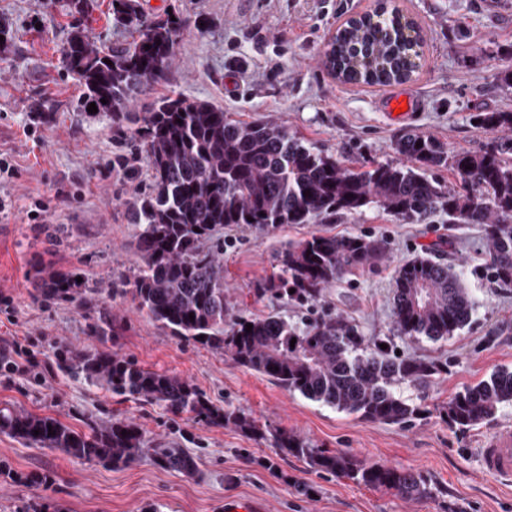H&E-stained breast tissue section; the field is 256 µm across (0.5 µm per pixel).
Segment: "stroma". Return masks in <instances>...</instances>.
<instances>
[{
    "label": "stroma",
    "instance_id": "obj_1",
    "mask_svg": "<svg viewBox=\"0 0 512 512\" xmlns=\"http://www.w3.org/2000/svg\"><path fill=\"white\" fill-rule=\"evenodd\" d=\"M87 23L97 46L132 41L112 23L111 0H94ZM150 16L179 15L185 22L166 80L131 105L124 118L78 112L76 78L61 63L70 33L63 0H0V23L11 41L0 51V151L16 173L0 182L13 207L0 212V293L12 299L0 310V338L25 341L37 376L0 369V407L14 406L59 418L75 430L122 417L145 433L144 450L129 466L83 464L47 449L27 447L0 433V512H227L249 500L262 512H512V485L483 473L482 439L512 426V406L466 430L452 427L437 404L465 387L512 371V286L472 276L486 259L487 240L477 224H409L373 210L338 227L347 234L384 238L387 251L373 268L329 288L319 303L359 325L364 336L392 340L401 355L445 364L423 385H402L403 397L421 409L407 425L363 419L292 393L227 354L172 336L137 310L123 282L137 274V225L132 202L152 182L146 152L134 131L163 97L198 99L241 121H274L291 134L347 164L391 161L405 130L430 134L455 149L476 150L491 135L474 124L476 113L512 112V89L498 77L512 70V0H139ZM402 7L425 39L412 80L392 91L411 97L410 116L389 118L381 107L387 88L346 85L323 63V52L348 18L378 3ZM55 111L41 112L43 99ZM137 155L132 171L118 159ZM47 207L44 223L28 221L34 200ZM326 225L287 224L221 229L224 292L234 314L254 317L292 305L260 298L256 288L278 271L282 246ZM431 255L468 270L476 299L471 322L439 340L396 334L392 278L407 260ZM80 278L92 289L88 305L40 297L54 272ZM107 322L115 334L97 336ZM109 351L138 366L165 371L193 384L214 406L239 410L256 432L175 415L94 389L61 371V348ZM285 432L360 461H380L421 472L436 492L406 499L318 471L280 452ZM180 448L198 471L188 477L164 468L157 454Z\"/></svg>",
    "mask_w": 512,
    "mask_h": 512
}]
</instances>
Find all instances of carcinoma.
<instances>
[{
    "label": "carcinoma",
    "instance_id": "obj_1",
    "mask_svg": "<svg viewBox=\"0 0 512 512\" xmlns=\"http://www.w3.org/2000/svg\"><path fill=\"white\" fill-rule=\"evenodd\" d=\"M91 2L68 0L73 22L62 49L63 65L79 82L81 110L93 103L98 112L119 118L139 95L166 78L182 20L169 14L149 17L138 0H112V23L134 31L137 38L98 48L81 28ZM419 39L417 31L404 33L400 18L381 5L369 19L347 21L336 30L324 51L325 66L345 84L404 83L419 67ZM476 120L495 134L479 151L450 150L427 133L408 131L393 144L399 161L355 168L281 124L236 121L206 101L160 99L135 130L153 171L150 190L129 208L130 222L139 226L136 251L142 261L138 275L128 282L137 309L172 335L224 351L235 364L274 379L290 392L370 421H412L421 409L401 395L400 386L426 383L440 367L403 358L395 354L391 341L369 340L351 322L315 312L326 288L383 257L381 240L313 234L278 251L279 272L255 294L294 302L303 310L297 321L277 312L250 318L233 315L224 296L223 263L208 243L219 228L338 224L371 209L413 223L439 217L450 224L484 225L488 257L483 275L511 285L512 112H479ZM442 169L455 183L447 185L435 176ZM464 277V271L427 256L399 266L394 276L397 335L439 339L463 329L476 306ZM39 293L83 304L91 290L76 287L70 274L59 271ZM383 344L387 348H381ZM59 365L116 396L162 406L174 415L257 431L252 420L213 406L186 380L140 367L114 352L65 349ZM506 405L512 406V371L502 369L490 380L448 397L437 410L448 425L467 429ZM0 433L26 446L61 450L82 463L114 467L132 463L145 441L143 430L124 419L85 433L52 416L8 406L0 408ZM274 441L281 451L308 460L321 472L404 498L432 493L424 477L409 469L357 462L346 453L319 450L286 433ZM160 464L188 476L197 469L192 457L172 452L162 453Z\"/></svg>",
    "mask_w": 512,
    "mask_h": 512
}]
</instances>
